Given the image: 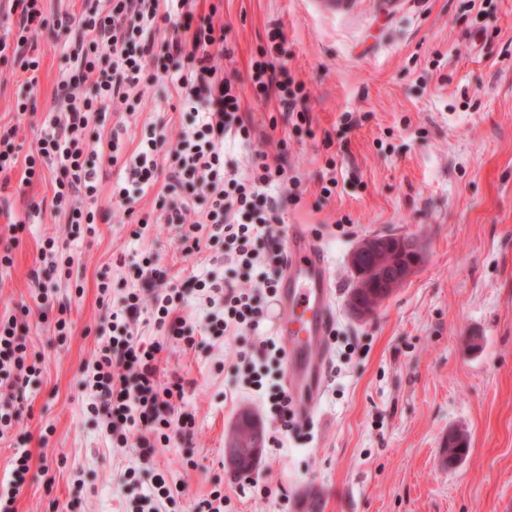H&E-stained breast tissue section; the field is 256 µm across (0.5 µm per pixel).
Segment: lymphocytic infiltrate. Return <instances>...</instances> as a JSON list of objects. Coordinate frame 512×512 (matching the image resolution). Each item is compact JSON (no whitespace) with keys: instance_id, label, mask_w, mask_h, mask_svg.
<instances>
[{"instance_id":"f902f5d3","label":"lymphocytic infiltrate","mask_w":512,"mask_h":512,"mask_svg":"<svg viewBox=\"0 0 512 512\" xmlns=\"http://www.w3.org/2000/svg\"><path fill=\"white\" fill-rule=\"evenodd\" d=\"M44 2L0 5V60L26 73V88L38 81L34 42L46 23H54L56 47L66 61L53 113L25 158L23 184L41 180L43 171L53 173L50 208L70 235L117 214L132 225L136 239L153 224H170L179 229L183 255L220 245L225 264L246 275V286L239 287L215 267L190 275L183 290L170 284L169 269L158 258L144 256L134 265L135 275L154 285L152 296L124 289L100 328L102 340L83 368L88 409L101 420L113 447L136 448L149 463L158 445L192 437L196 426L183 403L182 378H159L164 341L196 343V331L183 315L188 294L209 306L204 325L209 336L255 331L266 317L264 301L276 292L282 260L265 261L259 246L281 221V203L273 192L288 181L287 142L279 140L275 156L255 153L246 171L228 163L225 140L248 144L257 131L241 109L237 84L224 73V29L215 25L213 14L198 13V0H92L81 14L58 10L50 21ZM271 38V48L251 64L259 99L309 122L308 93L278 55L283 30L274 29ZM159 81L170 85L181 111L193 117L176 142L165 132L150 131L127 162L121 129H112L106 147L91 141L88 133L102 112L135 114L145 90ZM104 166L114 176L107 210L97 205ZM149 194L154 212L147 215L137 205ZM142 321L153 327L156 340L141 337ZM29 333L28 322L16 313L0 314V436L21 415L10 393L40 372L28 360Z\"/></svg>"}]
</instances>
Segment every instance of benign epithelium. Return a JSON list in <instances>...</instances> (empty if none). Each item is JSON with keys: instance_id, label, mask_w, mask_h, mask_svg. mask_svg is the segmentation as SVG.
<instances>
[{"instance_id": "7a95c632", "label": "benign epithelium", "mask_w": 512, "mask_h": 512, "mask_svg": "<svg viewBox=\"0 0 512 512\" xmlns=\"http://www.w3.org/2000/svg\"><path fill=\"white\" fill-rule=\"evenodd\" d=\"M415 239L403 235H370L360 240L349 254L355 278L349 297L353 314L368 320L421 263ZM262 424L244 410L235 419L224 442V467L233 473L255 468L261 454Z\"/></svg>"}]
</instances>
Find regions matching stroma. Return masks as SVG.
Returning <instances> with one entry per match:
<instances>
[{"label": "stroma", "mask_w": 512, "mask_h": 512, "mask_svg": "<svg viewBox=\"0 0 512 512\" xmlns=\"http://www.w3.org/2000/svg\"><path fill=\"white\" fill-rule=\"evenodd\" d=\"M210 2L243 111L261 130L278 122L273 139L227 145L226 156L243 167L286 139L293 182L279 192L274 247L283 248L288 225L306 224L331 262L335 337L318 413L280 436L261 396L246 389L238 354L254 351L268 329L200 335L194 347L171 343L161 354V379L184 380L192 440L159 446L149 467L137 449L112 447L81 385L106 316L99 282L109 280L118 299L135 280L134 262L150 253L181 283L212 267L219 251L186 257L167 228L136 240L130 225L96 224L94 234L71 241V275L55 284L53 302L67 305L74 323L62 342L29 277L45 239L67 233L46 211L0 275V312L28 307L30 353L42 370L24 389L19 423L0 439V482L17 449L31 454L16 512H62L67 504L72 512H145L140 487L156 469L180 486L178 512H192L217 487L224 512H512V0ZM277 27L291 73L310 93L307 127L284 113L271 117L249 79L251 57ZM53 41L42 28L33 112H16L23 80L0 64V129L16 128L22 157L66 66ZM171 103L163 83L147 89L126 155L152 127L179 129L183 114ZM372 234L415 237L422 261L362 322L348 308V257ZM468 336L479 337V349L467 348ZM245 408L279 438L249 477L224 467L225 434ZM458 429L468 452L451 468L440 452ZM130 469L138 484L127 483Z\"/></svg>", "instance_id": "1"}]
</instances>
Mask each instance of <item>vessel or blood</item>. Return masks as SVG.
Listing matches in <instances>:
<instances>
[{
	"label": "vessel or blood",
	"instance_id": "vessel-or-blood-1",
	"mask_svg": "<svg viewBox=\"0 0 512 512\" xmlns=\"http://www.w3.org/2000/svg\"><path fill=\"white\" fill-rule=\"evenodd\" d=\"M334 293L325 250L307 225H289L273 308L275 334L285 352V385L304 424L314 418L326 384L327 341L335 319Z\"/></svg>",
	"mask_w": 512,
	"mask_h": 512
}]
</instances>
